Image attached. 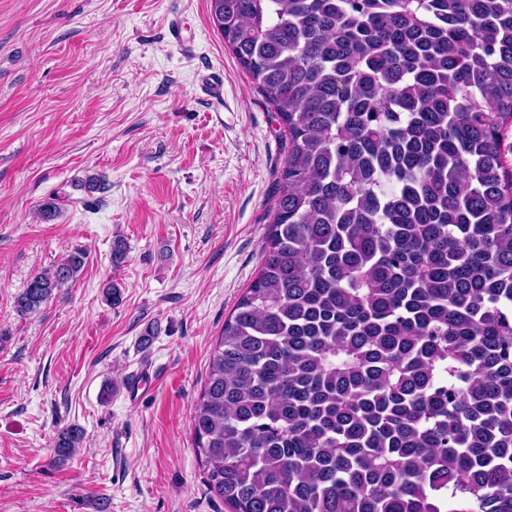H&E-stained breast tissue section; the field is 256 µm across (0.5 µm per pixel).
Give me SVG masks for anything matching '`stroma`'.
Instances as JSON below:
<instances>
[{"label": "stroma", "mask_w": 512, "mask_h": 512, "mask_svg": "<svg viewBox=\"0 0 512 512\" xmlns=\"http://www.w3.org/2000/svg\"><path fill=\"white\" fill-rule=\"evenodd\" d=\"M281 142L207 0H0V512H229L202 484L189 414L258 272ZM76 248L77 282L20 314L28 279ZM66 425L84 440L58 466Z\"/></svg>", "instance_id": "stroma-1"}]
</instances>
